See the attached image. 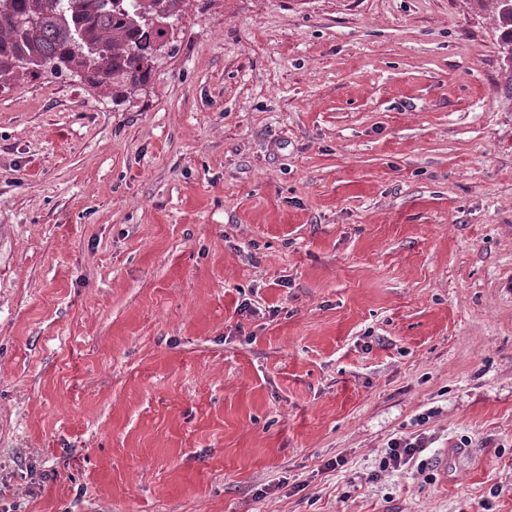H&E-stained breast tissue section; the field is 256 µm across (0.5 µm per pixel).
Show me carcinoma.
<instances>
[{
  "label": "carcinoma",
  "instance_id": "1",
  "mask_svg": "<svg viewBox=\"0 0 512 512\" xmlns=\"http://www.w3.org/2000/svg\"><path fill=\"white\" fill-rule=\"evenodd\" d=\"M182 0H0V88L27 77L81 75L132 92L156 63ZM500 45L512 48V5L492 0Z\"/></svg>",
  "mask_w": 512,
  "mask_h": 512
}]
</instances>
